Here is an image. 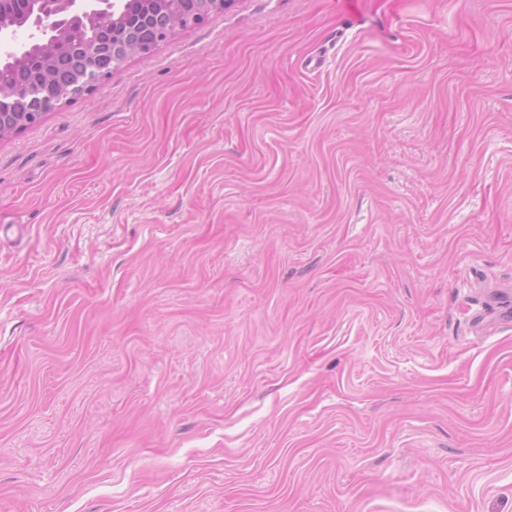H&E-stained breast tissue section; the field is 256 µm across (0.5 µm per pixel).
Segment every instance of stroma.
<instances>
[{"label": "stroma", "mask_w": 512, "mask_h": 512, "mask_svg": "<svg viewBox=\"0 0 512 512\" xmlns=\"http://www.w3.org/2000/svg\"><path fill=\"white\" fill-rule=\"evenodd\" d=\"M512 0H234L0 141V512H512Z\"/></svg>", "instance_id": "stroma-1"}]
</instances>
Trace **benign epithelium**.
<instances>
[{
    "label": "benign epithelium",
    "instance_id": "7a95c632",
    "mask_svg": "<svg viewBox=\"0 0 512 512\" xmlns=\"http://www.w3.org/2000/svg\"><path fill=\"white\" fill-rule=\"evenodd\" d=\"M233 0H150V16L158 29L155 41L146 38V19L135 20L126 11L114 9L116 0H0V59L27 70L19 91L0 86V141L41 123L46 115L78 96L91 94L108 77L100 65L112 56L119 65L127 59L153 51L177 31L204 23L224 11ZM30 16L18 27L10 18ZM91 18L114 26L110 38H92L73 45L66 30ZM66 81L57 85L61 70ZM59 86L50 97V87Z\"/></svg>",
    "mask_w": 512,
    "mask_h": 512
}]
</instances>
